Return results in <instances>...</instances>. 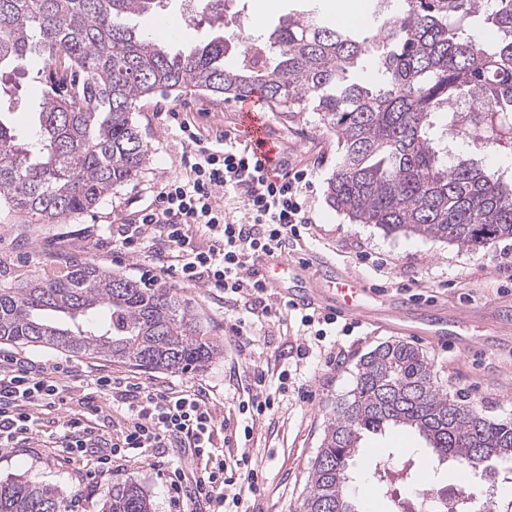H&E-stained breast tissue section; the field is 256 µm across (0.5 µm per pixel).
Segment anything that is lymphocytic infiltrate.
<instances>
[{
	"label": "lymphocytic infiltrate",
	"instance_id": "1",
	"mask_svg": "<svg viewBox=\"0 0 512 512\" xmlns=\"http://www.w3.org/2000/svg\"><path fill=\"white\" fill-rule=\"evenodd\" d=\"M178 128L193 147L185 174L161 186L137 223L118 227L113 248L136 251L145 243L144 226L160 225L162 234L152 245L160 273L246 300L266 318L296 311L302 326L335 324L336 314L301 309L287 299L267 304L264 279L251 273L269 249L285 250L289 238L299 237L301 228L312 223L303 191L307 171L281 175L236 144L202 142L188 122H180ZM235 199L240 208L232 207ZM202 233L208 237L204 245L198 242ZM95 385L100 394L118 395L126 407L121 441L113 442L110 435L75 418L63 423L59 445L73 453L99 449L104 467H111L113 459L130 448H166L177 442L184 448L204 449L218 429L205 389L180 395L133 385L117 391L108 375L98 377ZM63 394L62 387L36 377L28 361L14 359L9 366H0V446L29 440L39 427L34 408L62 399ZM182 480L181 474H174L172 487L188 490L191 500L208 505L237 506L258 494L256 472L246 452L231 465L217 461L194 477L191 488H184Z\"/></svg>",
	"mask_w": 512,
	"mask_h": 512
}]
</instances>
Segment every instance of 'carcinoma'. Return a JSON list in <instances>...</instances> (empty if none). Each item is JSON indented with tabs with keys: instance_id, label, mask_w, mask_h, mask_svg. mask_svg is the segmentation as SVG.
<instances>
[{
	"instance_id": "carcinoma-1",
	"label": "carcinoma",
	"mask_w": 512,
	"mask_h": 512,
	"mask_svg": "<svg viewBox=\"0 0 512 512\" xmlns=\"http://www.w3.org/2000/svg\"><path fill=\"white\" fill-rule=\"evenodd\" d=\"M163 0H0V101L14 77L49 81L20 134L0 108V206L38 224L95 209L149 159L132 120L157 91L222 100L257 95L271 112H314L336 134L327 183L352 224L440 239L469 250L512 238V181L475 159L448 162L462 133L453 106L483 114L482 132L512 149V0H380L372 35L336 28L319 8L290 11L261 33L217 35L181 51L134 20ZM500 33L467 34L475 18ZM109 357L185 373L222 348L178 289L74 259L54 278L0 282V343ZM416 430L439 460L477 470L489 453L512 461V422L448 393L419 349L385 342L359 362L336 402L297 512H358L348 487L361 437ZM60 492L0 481V512H70ZM98 512H152L144 490L118 483Z\"/></svg>"
}]
</instances>
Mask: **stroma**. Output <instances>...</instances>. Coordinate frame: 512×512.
<instances>
[{"label": "stroma", "mask_w": 512, "mask_h": 512, "mask_svg": "<svg viewBox=\"0 0 512 512\" xmlns=\"http://www.w3.org/2000/svg\"><path fill=\"white\" fill-rule=\"evenodd\" d=\"M302 0H230L221 13L197 16L194 0H168L162 10L139 19L140 29L157 34L170 23L182 31L181 44L206 41L217 33L251 31L256 23L275 25ZM150 160L130 183L116 188L94 210L62 224H34L28 218L0 211V280L44 276L72 258L89 260L103 269L135 279L153 276L156 261L150 250L116 251L111 233L118 225L134 223L159 187L184 173L190 150L180 137L178 120L190 122L202 139L236 136L241 114L235 101L192 93L175 99L161 94L140 100L133 114ZM266 133L282 151L289 167L307 170V196L314 218L287 256L297 269L283 278V287H321L351 275L371 290L368 304L388 309L425 306L446 316L459 310L474 312L492 326L491 335L475 346L440 343L413 336L366 317L342 316L348 335L331 330L314 336L299 317L287 320L252 314L243 301L222 299L202 285L185 284L167 276L202 318L223 354L204 371L155 373L138 370L104 357L73 356L48 347L0 344V359H30L44 379L67 390L66 400L40 407L41 427L33 439L11 448L0 447V480L23 477L34 484L57 488L76 500L75 512H97L103 491L117 483L138 484L147 493L152 512H206L186 498L176 497L169 484L173 469L196 474L209 467L208 456L193 457L180 448L158 453L154 448L129 450L103 471L93 453L71 455L56 447L64 421L81 418L105 428L121 440L124 408L105 396L93 404L83 398L95 390L94 380L109 375L125 384L186 393L203 388L213 401L227 432L251 426L246 450L256 463L260 494L249 500L251 512H295L303 495L310 464L335 403L353 389L360 358L386 341L402 340L427 357L439 382L448 391L466 396L483 413L512 419V239L470 251L433 238L388 235L372 224H352L333 209L326 197L327 182L338 158L335 134L312 112L293 117L268 113ZM245 323L247 336H236L234 324ZM267 372L266 392L275 400L274 414L253 418L242 405L252 393L254 368ZM287 382H280V373ZM389 457L388 478L377 483L366 472ZM463 484L465 502L459 512H472L476 502L512 500V483L491 482L485 472L438 462L418 434L399 428L365 435L355 462L352 497L365 512H396L403 497H420L423 488Z\"/></svg>", "instance_id": "35a3bbf8"}]
</instances>
